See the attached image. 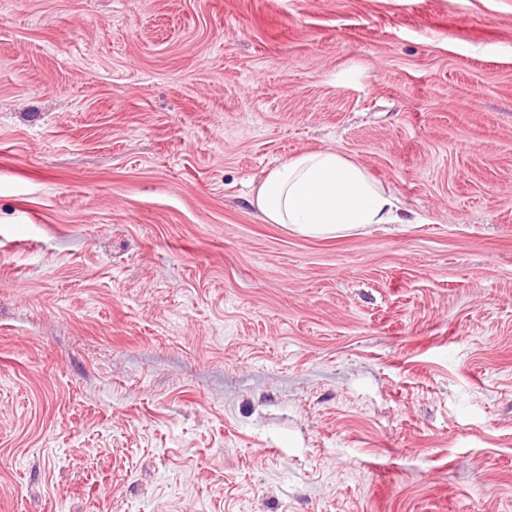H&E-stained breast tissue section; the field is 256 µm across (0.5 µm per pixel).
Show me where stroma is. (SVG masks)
Instances as JSON below:
<instances>
[{"instance_id": "obj_1", "label": "stroma", "mask_w": 512, "mask_h": 512, "mask_svg": "<svg viewBox=\"0 0 512 512\" xmlns=\"http://www.w3.org/2000/svg\"><path fill=\"white\" fill-rule=\"evenodd\" d=\"M0 512H512V0H0ZM253 204L266 221L313 238L411 222L363 167L331 149L302 152L280 163L258 185Z\"/></svg>"}]
</instances>
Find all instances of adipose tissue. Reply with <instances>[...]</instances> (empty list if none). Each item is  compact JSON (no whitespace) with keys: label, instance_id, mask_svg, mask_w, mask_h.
<instances>
[{"label":"adipose tissue","instance_id":"adipose-tissue-1","mask_svg":"<svg viewBox=\"0 0 512 512\" xmlns=\"http://www.w3.org/2000/svg\"><path fill=\"white\" fill-rule=\"evenodd\" d=\"M253 204L266 221L313 238L362 234L402 221L397 199L363 167L331 149L280 163L258 185Z\"/></svg>","mask_w":512,"mask_h":512}]
</instances>
